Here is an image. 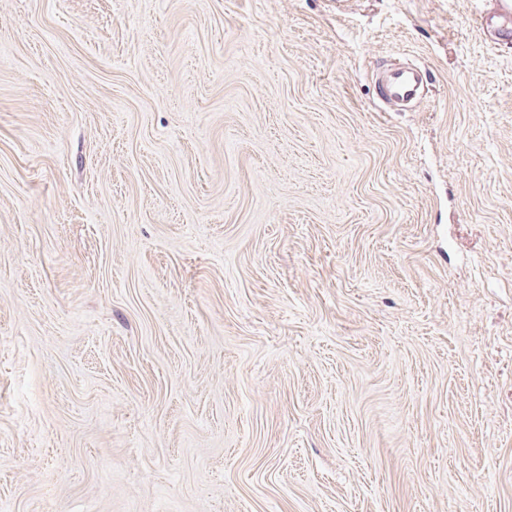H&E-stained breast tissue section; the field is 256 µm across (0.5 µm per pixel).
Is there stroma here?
<instances>
[{
  "label": "stroma",
  "mask_w": 512,
  "mask_h": 512,
  "mask_svg": "<svg viewBox=\"0 0 512 512\" xmlns=\"http://www.w3.org/2000/svg\"><path fill=\"white\" fill-rule=\"evenodd\" d=\"M498 2L0 0V512H512ZM427 80L424 69L413 64H398L384 70L377 82L383 99L388 101H404L416 94Z\"/></svg>",
  "instance_id": "stroma-1"
}]
</instances>
